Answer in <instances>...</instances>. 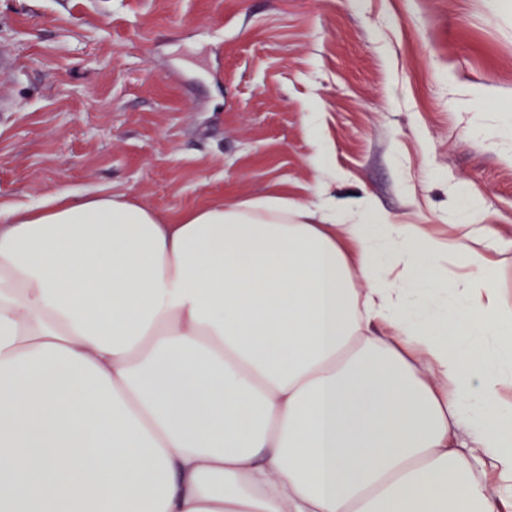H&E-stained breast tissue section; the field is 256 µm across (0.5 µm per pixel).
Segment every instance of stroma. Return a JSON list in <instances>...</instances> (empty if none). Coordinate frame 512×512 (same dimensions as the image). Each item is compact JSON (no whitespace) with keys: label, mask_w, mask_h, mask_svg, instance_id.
Here are the masks:
<instances>
[{"label":"stroma","mask_w":512,"mask_h":512,"mask_svg":"<svg viewBox=\"0 0 512 512\" xmlns=\"http://www.w3.org/2000/svg\"><path fill=\"white\" fill-rule=\"evenodd\" d=\"M3 42L2 205L322 189L444 240L457 189L512 237V0H0Z\"/></svg>","instance_id":"35a3bbf8"}]
</instances>
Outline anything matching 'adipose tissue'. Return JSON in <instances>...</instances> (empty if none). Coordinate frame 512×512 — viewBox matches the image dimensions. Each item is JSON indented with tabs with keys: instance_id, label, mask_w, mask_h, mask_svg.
Here are the masks:
<instances>
[{
	"instance_id": "obj_1",
	"label": "adipose tissue",
	"mask_w": 512,
	"mask_h": 512,
	"mask_svg": "<svg viewBox=\"0 0 512 512\" xmlns=\"http://www.w3.org/2000/svg\"><path fill=\"white\" fill-rule=\"evenodd\" d=\"M356 216L0 207V512H504L496 231Z\"/></svg>"
}]
</instances>
